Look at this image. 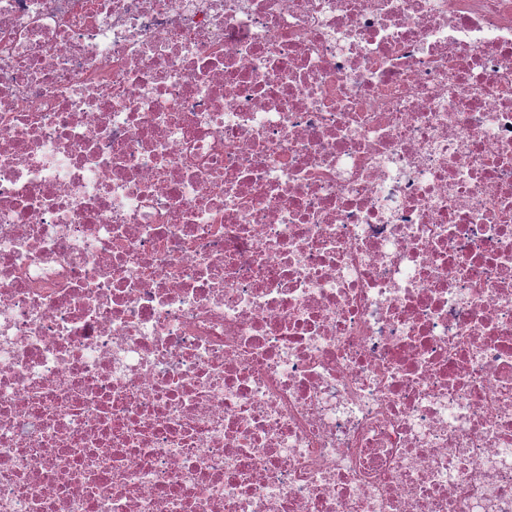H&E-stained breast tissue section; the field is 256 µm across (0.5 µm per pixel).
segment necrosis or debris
I'll return each mask as SVG.
<instances>
[{
    "label": "necrosis or debris",
    "mask_w": 512,
    "mask_h": 512,
    "mask_svg": "<svg viewBox=\"0 0 512 512\" xmlns=\"http://www.w3.org/2000/svg\"><path fill=\"white\" fill-rule=\"evenodd\" d=\"M0 512H512V0H0Z\"/></svg>",
    "instance_id": "obj_1"
}]
</instances>
